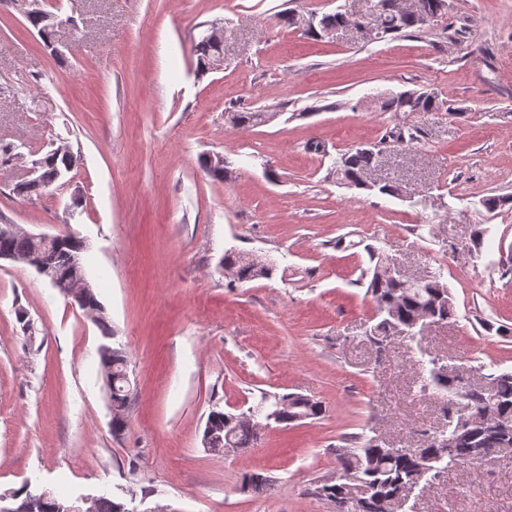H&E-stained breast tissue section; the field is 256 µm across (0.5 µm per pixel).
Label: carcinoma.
<instances>
[{
  "label": "carcinoma",
  "instance_id": "carcinoma-1",
  "mask_svg": "<svg viewBox=\"0 0 512 512\" xmlns=\"http://www.w3.org/2000/svg\"><path fill=\"white\" fill-rule=\"evenodd\" d=\"M448 0H416L413 11L399 8L397 0H371L367 19H349L341 9L333 13L308 15L289 11L279 15L280 23L304 30L317 39L319 33L312 30L310 19H317L316 26L343 28L361 32L366 20L374 21L377 29L374 41L408 30L419 31L435 18L448 13ZM197 69L211 71L210 62L224 47L200 42L196 46ZM383 112H408L420 114L441 109L444 102L426 91L409 90L395 96L382 97L378 101ZM277 116L275 112L237 111L227 113L234 127L262 126ZM397 146H411L418 140V130L397 128L388 134ZM382 149L379 145H359L342 154L334 162L331 175L350 186L363 187L365 177L381 166ZM43 183L54 185L59 174L74 170L80 158L71 150L57 153L53 150L41 155ZM6 250L21 258L48 254L49 275L54 287L78 307L99 327L102 337L114 336L103 316V308L91 288L82 287L86 279L83 263L77 258L83 253L82 245L70 232L45 238L22 231L15 224H0V251ZM374 266L362 271L358 283L369 280L367 291L377 306L379 321L370 329L369 339L378 349L385 348L388 339L400 331L415 336V329L424 322H446L456 316V311L446 284L433 277L419 279L405 277L394 279L386 275L389 258L376 250L369 251ZM224 267L230 272L229 282L244 283L258 279H270L277 270L276 263L268 256L235 251L224 253ZM99 355L104 381L112 411L118 416L112 431L120 433L127 425L125 412L131 397V387L124 380L128 372L127 355L123 348L102 344ZM488 390L474 387L467 399L468 412L453 415L448 421V433L438 432L428 437L418 448H392L376 439H355L354 444L336 449L341 474L334 481H324L315 493L336 507V512H404L401 502L402 489L410 484L435 478L441 470L454 463L459 467H475L483 454L497 449H512V371L490 373ZM423 390L454 396L456 389L452 372L432 367L424 380ZM281 412L279 423L290 425L322 414V405L307 396L295 393L263 394L260 402L248 410V416L265 418ZM210 429L215 431L220 446L232 442L235 448H247L257 441L256 423L245 421L240 415L213 410L208 416ZM243 488L256 493L267 490L269 482L260 473L246 475ZM66 498L48 491L37 512H68L63 508ZM85 512H126L124 504L106 497L91 501Z\"/></svg>",
  "mask_w": 512,
  "mask_h": 512
}]
</instances>
